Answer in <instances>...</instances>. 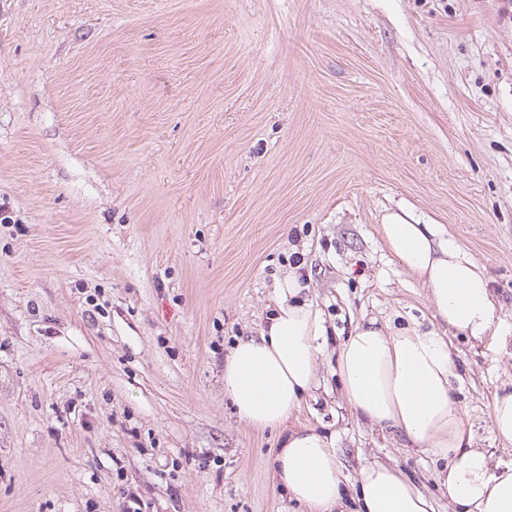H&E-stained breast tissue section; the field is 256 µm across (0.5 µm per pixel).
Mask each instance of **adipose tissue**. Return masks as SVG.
Segmentation results:
<instances>
[{"mask_svg": "<svg viewBox=\"0 0 512 512\" xmlns=\"http://www.w3.org/2000/svg\"><path fill=\"white\" fill-rule=\"evenodd\" d=\"M387 250L429 292L440 329L355 327L336 351L346 400L370 424L402 434L411 447L444 460L438 488L457 512H512V465L491 469L473 447L472 426L453 386L446 329L489 335L496 304L480 265L434 224L397 219L380 225ZM296 275L277 285V307L258 335L239 338L224 360V392L240 419L258 430L286 425L315 383L326 348L321 312L302 297ZM279 487L307 512H345L343 475L333 438L310 426L290 429L274 466ZM356 512H434L431 497L399 469L361 468Z\"/></svg>", "mask_w": 512, "mask_h": 512, "instance_id": "ef3b65f1", "label": "adipose tissue"}]
</instances>
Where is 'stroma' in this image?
Segmentation results:
<instances>
[{
  "instance_id": "1",
  "label": "stroma",
  "mask_w": 512,
  "mask_h": 512,
  "mask_svg": "<svg viewBox=\"0 0 512 512\" xmlns=\"http://www.w3.org/2000/svg\"><path fill=\"white\" fill-rule=\"evenodd\" d=\"M512 0H0V512H299L284 430L224 359L296 271L329 354L294 415L454 512L430 456L335 373L360 322L437 321L385 249L436 224L489 278L493 336L450 333L473 445L512 388Z\"/></svg>"
}]
</instances>
